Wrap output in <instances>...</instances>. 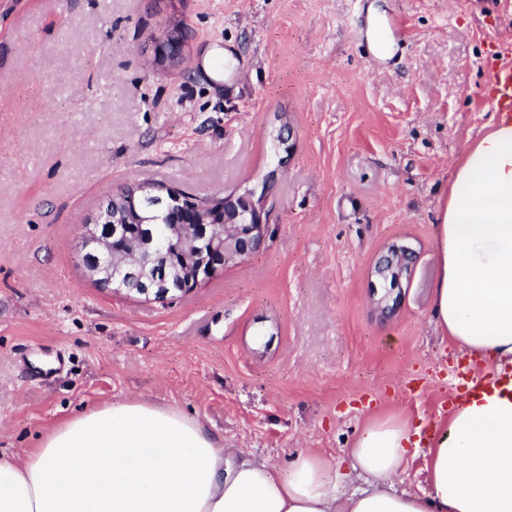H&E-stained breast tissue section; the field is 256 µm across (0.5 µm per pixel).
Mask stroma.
Here are the masks:
<instances>
[{
  "mask_svg": "<svg viewBox=\"0 0 512 512\" xmlns=\"http://www.w3.org/2000/svg\"><path fill=\"white\" fill-rule=\"evenodd\" d=\"M374 8L407 20L388 56ZM506 37L512 0H0V455L119 398L278 468L336 461L375 416L446 423L463 356L433 320V231ZM157 182L264 195L265 244L172 300L98 288L78 225ZM394 244L416 261L384 315Z\"/></svg>",
  "mask_w": 512,
  "mask_h": 512,
  "instance_id": "stroma-1",
  "label": "stroma"
}]
</instances>
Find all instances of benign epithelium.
Wrapping results in <instances>:
<instances>
[{
  "label": "benign epithelium",
  "instance_id": "1",
  "mask_svg": "<svg viewBox=\"0 0 512 512\" xmlns=\"http://www.w3.org/2000/svg\"><path fill=\"white\" fill-rule=\"evenodd\" d=\"M185 42L183 32H170L158 49L175 58ZM158 211L171 217L164 240L139 241L129 251L107 246L109 241L130 244L131 225L152 223ZM270 223L264 196L251 191L207 205L183 189L142 185L106 200L78 226V238L87 256L85 273L96 284L162 301L192 291L229 264L245 262L265 242ZM412 262L411 248L394 245L374 273L396 288Z\"/></svg>",
  "mask_w": 512,
  "mask_h": 512
}]
</instances>
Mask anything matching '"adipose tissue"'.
Here are the masks:
<instances>
[{
	"label": "adipose tissue",
	"mask_w": 512,
	"mask_h": 512,
	"mask_svg": "<svg viewBox=\"0 0 512 512\" xmlns=\"http://www.w3.org/2000/svg\"><path fill=\"white\" fill-rule=\"evenodd\" d=\"M434 259L442 336L512 364V124L491 121L465 150ZM413 433L409 417H376L345 461L302 453L276 468L175 408L116 399L65 420L24 461L0 456V512H512V395L453 410L428 445L421 494L394 487Z\"/></svg>",
	"instance_id": "ef3b65f1"
}]
</instances>
